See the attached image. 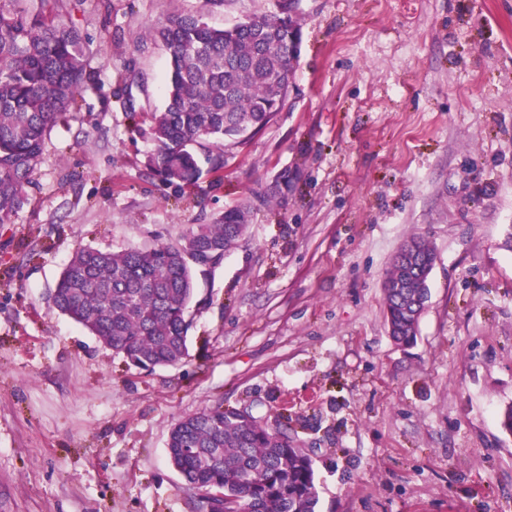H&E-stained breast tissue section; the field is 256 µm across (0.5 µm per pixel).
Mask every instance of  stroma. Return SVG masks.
Returning <instances> with one entry per match:
<instances>
[{
    "label": "stroma",
    "mask_w": 512,
    "mask_h": 512,
    "mask_svg": "<svg viewBox=\"0 0 512 512\" xmlns=\"http://www.w3.org/2000/svg\"><path fill=\"white\" fill-rule=\"evenodd\" d=\"M275 4L74 0L64 16L95 83L0 224V512H198L167 439L216 404L310 454L318 512H512V0H298L282 110L225 141L222 170L166 182L150 27ZM242 201L245 240L193 269L180 363L135 367L50 311L78 248L173 241ZM413 237L436 262L402 347L383 281Z\"/></svg>",
    "instance_id": "obj_1"
}]
</instances>
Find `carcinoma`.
Masks as SVG:
<instances>
[{"mask_svg":"<svg viewBox=\"0 0 512 512\" xmlns=\"http://www.w3.org/2000/svg\"><path fill=\"white\" fill-rule=\"evenodd\" d=\"M0 8V224L28 202L51 127L65 121L94 84L89 49L62 16L71 0H12ZM168 54L167 96L153 113L154 162L168 182L200 173L194 147L208 146L209 170L224 167L226 138L245 143L273 121L293 78L288 2L227 28L199 16L175 15L151 29ZM250 205L228 207L215 224H198L175 242L119 252L78 249L50 297L52 310L86 327L113 350L147 367L187 353L193 267L186 257L214 248L226 254L248 227ZM428 289L385 290L392 339L412 344ZM170 464L184 481L222 494V512H316L310 457L298 443L276 439L258 420L221 405L171 429Z\"/></svg>","mask_w":512,"mask_h":512,"instance_id":"1","label":"carcinoma"}]
</instances>
